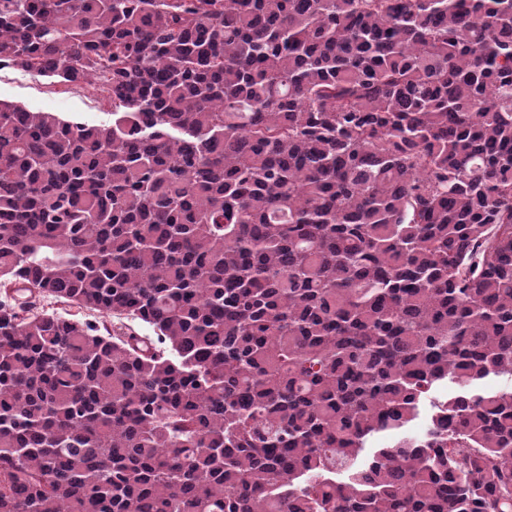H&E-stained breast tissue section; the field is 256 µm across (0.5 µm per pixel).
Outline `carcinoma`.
<instances>
[{
  "instance_id": "1",
  "label": "carcinoma",
  "mask_w": 512,
  "mask_h": 512,
  "mask_svg": "<svg viewBox=\"0 0 512 512\" xmlns=\"http://www.w3.org/2000/svg\"><path fill=\"white\" fill-rule=\"evenodd\" d=\"M6 66L112 123L0 101V512H512V0H0Z\"/></svg>"
}]
</instances>
